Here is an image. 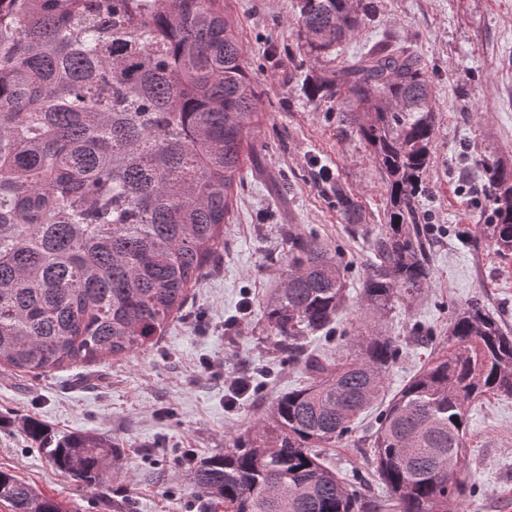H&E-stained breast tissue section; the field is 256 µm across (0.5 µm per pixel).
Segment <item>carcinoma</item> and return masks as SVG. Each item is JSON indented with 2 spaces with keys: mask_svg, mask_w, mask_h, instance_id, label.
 I'll return each instance as SVG.
<instances>
[{
  "mask_svg": "<svg viewBox=\"0 0 512 512\" xmlns=\"http://www.w3.org/2000/svg\"><path fill=\"white\" fill-rule=\"evenodd\" d=\"M377 2L296 0L300 56L336 60ZM342 92L389 190V224L361 280L375 318L432 279L416 209L436 134L432 88L418 57L383 44L304 88L313 103ZM261 104L224 0H0V365L41 375L156 345L222 252ZM486 197L481 237L509 258L511 165H488ZM336 204L359 223L352 197L338 189ZM345 273L316 235L288 231L264 331L310 383L279 397L234 447L183 454L196 497L224 512H448L469 492L459 476L468 408L512 396V332L480 300L454 310L448 341L377 416V498L319 457L380 400L400 353L370 323L340 361L306 349L334 329ZM21 431L82 487L106 491L123 468L96 433L55 434L33 417ZM0 502L64 512L7 470Z\"/></svg>",
  "mask_w": 512,
  "mask_h": 512,
  "instance_id": "obj_1",
  "label": "carcinoma"
}]
</instances>
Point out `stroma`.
<instances>
[{
    "label": "stroma",
    "mask_w": 512,
    "mask_h": 512,
    "mask_svg": "<svg viewBox=\"0 0 512 512\" xmlns=\"http://www.w3.org/2000/svg\"><path fill=\"white\" fill-rule=\"evenodd\" d=\"M295 0H224L263 90L268 119L251 136L253 158L224 228V253L191 289L181 317L153 348L119 360L77 363L36 377L0 369V469L62 500L68 512H204L177 465L181 451L209 456L251 434L279 395L306 372L262 342V302L279 283L289 230L340 247L349 298L337 316L349 332L366 320L357 280L387 224L389 193L371 148L352 125L347 96L309 102L291 21ZM419 56L433 88L436 138L426 190L418 198L434 228L429 288L384 317L401 352L385 380L397 393L425 362V334L442 341L455 308L482 300L512 331V258L477 241L485 221L484 165L512 162V0H383L373 21L336 48L344 66L382 40ZM358 201L351 231L332 191ZM257 371L259 396L233 397L230 377ZM32 416L58 433L92 431L124 451L109 493L82 488L54 469L15 426ZM374 413L321 457L340 476L361 473L385 493L371 463ZM469 449L461 478L473 492L448 512H502L512 497V397L488 396L468 413Z\"/></svg>",
    "instance_id": "35a3bbf8"
}]
</instances>
